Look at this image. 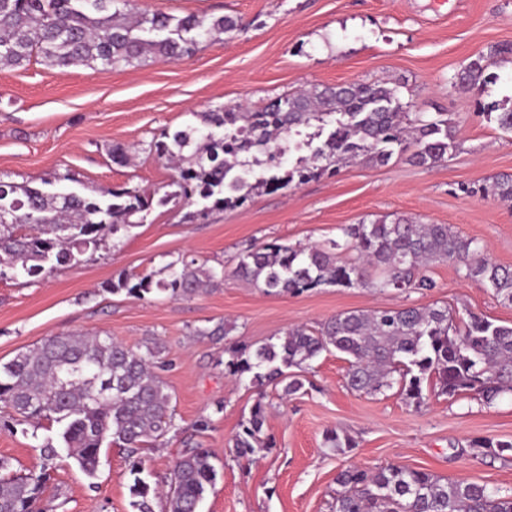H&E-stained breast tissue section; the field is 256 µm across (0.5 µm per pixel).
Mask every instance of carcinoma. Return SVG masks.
<instances>
[{"label": "carcinoma", "instance_id": "obj_1", "mask_svg": "<svg viewBox=\"0 0 512 512\" xmlns=\"http://www.w3.org/2000/svg\"><path fill=\"white\" fill-rule=\"evenodd\" d=\"M241 30L231 16L210 20L134 12L130 0H0V68L24 67L34 57L62 73L80 65L120 69L149 56L179 61L207 39ZM509 62L512 43L494 45L463 65L454 85L483 90L497 79L492 69ZM195 117L201 125L164 129L150 144L156 160L176 170L159 203L206 202L189 214L192 219L241 205L256 187L298 186L333 175L349 161L386 164L409 151L416 163L431 165L444 161L454 147L448 121L404 111L397 89L384 83L314 87L272 106ZM331 117L334 130L312 160L301 159L279 175L286 139ZM255 164L263 174L252 184ZM493 196L512 202V176L497 179ZM149 208L136 189L103 188L85 195L0 180V279L5 273L11 279L39 277L75 266L108 236L143 223ZM339 231L322 244L253 247L229 272L193 260L173 261L136 278L122 275L112 282V291L191 298L228 274L267 294H300L321 286L423 293L437 287L428 268L452 262L462 278L492 289L512 306V268L491 260L479 241L447 224L403 217L391 224H347ZM162 350L156 339L130 346L110 336L61 334L1 364L0 409L6 415L0 416V427H9L17 414L46 420L55 433L39 444L37 474H15L0 457V512H45L40 501L50 472L72 459L93 479L102 449L113 444L132 458L131 506L135 512H155L159 491L142 477L139 454L175 429L171 396L158 373L165 367ZM332 350L348 359L351 391L380 394L396 387L415 404L425 399L426 384L439 395L473 393L487 404L512 395V325L475 313L456 322L446 306L356 310L331 317L318 330L290 327L252 350L231 351L225 371L238 379L249 376L259 389L281 384L283 395L293 396L304 382L289 369L302 370ZM266 421L261 391L233 439L238 459L248 463L255 449L271 446ZM325 442L342 453L354 447L350 436L335 430L326 432ZM182 445L164 481L161 512H200L207 488L216 481L209 453L191 436ZM469 447L486 456L512 453L511 440L477 437ZM336 485L333 512H512V492L403 466L377 471L346 466L337 472Z\"/></svg>", "mask_w": 512, "mask_h": 512}]
</instances>
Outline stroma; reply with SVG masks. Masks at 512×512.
<instances>
[{
	"label": "stroma",
	"instance_id": "1",
	"mask_svg": "<svg viewBox=\"0 0 512 512\" xmlns=\"http://www.w3.org/2000/svg\"><path fill=\"white\" fill-rule=\"evenodd\" d=\"M133 7L177 17L229 15L244 29L202 43L184 61L151 59L118 71L61 73L36 61L0 69V180L39 187L63 175L66 188L84 194L101 187L158 190L173 172L143 148L162 130L182 128L198 112L262 107L316 85L353 82L387 84L411 111L450 119L454 148L430 166L406 155L385 165L357 161L332 176L253 192L243 205L193 222L184 209L152 203L143 224L108 239L79 265L44 278L0 280V363L55 334H108L129 345L161 339L176 427L142 460L162 480L183 440L198 435L217 470L202 512H330L336 473L350 464L405 466L512 491V457L477 456L469 447L477 436L512 440L511 396L486 405L473 395L430 393L417 407L395 389L355 393L345 386L348 362L336 352L303 371L304 393L285 398L267 387L272 447L257 449L248 463L232 448L257 391L225 374L228 348L252 349L288 326L315 329L347 311L404 305L436 304L456 316L472 311L511 324L512 306L463 279L454 264L433 266L437 286L423 294L325 286L269 295L230 275L191 299L109 289L119 275L177 259L230 272L254 246L321 243L339 226L399 217L451 225L485 244L495 262L512 266V203L467 193L512 175V133L479 113L483 104L512 103V64L482 92L452 83L470 57L512 43V0H134ZM116 143L139 149L135 165L113 163ZM222 321L233 327L225 339L195 336V329ZM201 419L211 426L199 435ZM331 429L349 435L354 448H329L324 436ZM45 433L24 421L0 429V457L14 472H39L37 444ZM131 483L125 451L112 447L93 480L73 461L63 462L43 499L49 512H133Z\"/></svg>",
	"mask_w": 512,
	"mask_h": 512
}]
</instances>
